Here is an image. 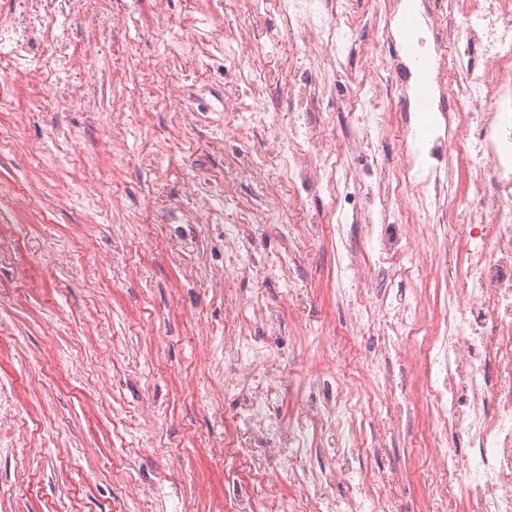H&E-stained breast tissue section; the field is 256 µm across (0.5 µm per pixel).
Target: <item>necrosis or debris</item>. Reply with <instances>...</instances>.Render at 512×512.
<instances>
[{"label":"necrosis or debris","mask_w":512,"mask_h":512,"mask_svg":"<svg viewBox=\"0 0 512 512\" xmlns=\"http://www.w3.org/2000/svg\"><path fill=\"white\" fill-rule=\"evenodd\" d=\"M246 15L266 5L282 17L288 38L311 70L328 82L344 80L349 117L337 134L332 113L322 111L326 85L301 90L288 115V146L256 161L259 173L287 172L283 188L261 214L241 209L237 222L272 224L285 210H296L307 186L324 190L336 215L363 225L372 245L369 266L385 272L403 269L414 277L415 250L425 246L440 273L438 297L422 293L390 317L378 287L377 302L365 289L351 300L357 318L375 315L397 364H405V343L419 337L420 359L428 373L417 395L390 377H379L376 361L366 372L376 390L371 415L396 421L422 405L430 419L426 450L435 463L436 491L424 512H512V0H438L421 18L420 43L434 60L436 113L428 149L414 139L411 115L389 129L376 106L381 94L410 100V61L388 53L397 39L404 0H370L358 13L354 0H235ZM370 40H362L363 31ZM358 46L363 59L354 72L339 70L346 46ZM395 132L400 141L396 165L377 163L358 172L347 165L352 154L372 148L374 138ZM375 179L380 211L349 205ZM275 357L246 337L236 339L230 377L242 392V416L253 428V443L237 448L235 466L226 470L237 484L232 512H360L361 490H375L374 512H392L388 495L398 474L383 481L361 477L353 496L342 502L312 494L331 481L335 465L364 447L357 426L355 394L332 371L301 376L297 394L304 402L294 417L279 411L281 391L257 387ZM333 444L331 467L305 470L302 455L310 430ZM465 440L470 451L460 463L451 450ZM268 448L292 464L293 493L276 492L259 454ZM464 496H456V489Z\"/></svg>","instance_id":"obj_1"}]
</instances>
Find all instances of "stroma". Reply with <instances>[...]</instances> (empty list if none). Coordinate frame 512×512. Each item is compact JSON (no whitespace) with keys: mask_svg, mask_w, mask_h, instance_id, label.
Returning <instances> with one entry per match:
<instances>
[{"mask_svg":"<svg viewBox=\"0 0 512 512\" xmlns=\"http://www.w3.org/2000/svg\"><path fill=\"white\" fill-rule=\"evenodd\" d=\"M1 25L27 40L0 41V512H225L217 452L249 439L224 390L234 322L279 357L287 414L302 407L298 376L330 366L334 332L354 331L356 389L380 344L353 324L362 281L323 236L326 194L297 215L303 252L289 254L287 225L258 227L255 251L285 268L230 269L232 204L260 206L272 187L245 162L272 143L225 115L243 104L287 128L283 24L225 0H0ZM263 50L278 58L241 96ZM360 429L369 448L322 496L344 502L362 474L397 472L395 512H418L424 415Z\"/></svg>","mask_w":512,"mask_h":512,"instance_id":"35a3bbf8","label":"stroma"}]
</instances>
